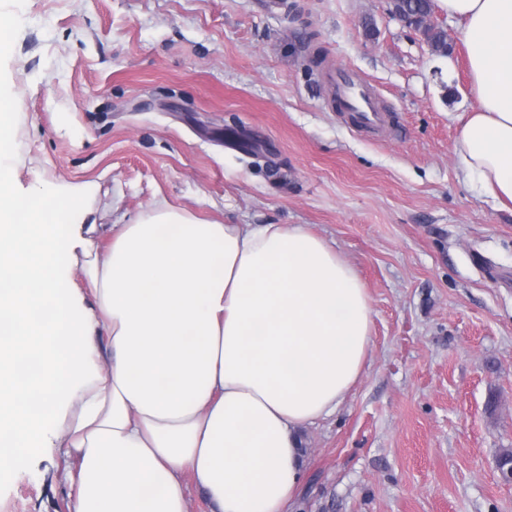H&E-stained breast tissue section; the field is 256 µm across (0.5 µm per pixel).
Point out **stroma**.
<instances>
[{"mask_svg":"<svg viewBox=\"0 0 512 512\" xmlns=\"http://www.w3.org/2000/svg\"><path fill=\"white\" fill-rule=\"evenodd\" d=\"M13 202L94 182L86 224L157 200L224 224H303L358 270L369 364L303 432L293 512H512V211L465 183L473 105L457 20L440 53L388 0H0ZM380 91V139L337 111L336 66ZM61 449L0 478V512H69Z\"/></svg>","mask_w":512,"mask_h":512,"instance_id":"35a3bbf8","label":"stroma"}]
</instances>
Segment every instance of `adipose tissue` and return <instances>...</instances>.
Masks as SVG:
<instances>
[{
    "label": "adipose tissue",
    "mask_w": 512,
    "mask_h": 512,
    "mask_svg": "<svg viewBox=\"0 0 512 512\" xmlns=\"http://www.w3.org/2000/svg\"><path fill=\"white\" fill-rule=\"evenodd\" d=\"M460 24L471 111L464 178L512 208V0H441ZM15 164L0 122V475L63 449L72 512H289L301 432L361 381L373 310L357 269L300 224H222L166 201L99 250L84 196L5 207ZM80 268L95 300L69 285ZM106 345L91 341L96 330Z\"/></svg>",
    "instance_id": "adipose-tissue-1"
}]
</instances>
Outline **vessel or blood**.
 <instances>
[{"label": "vessel or blood", "mask_w": 512, "mask_h": 512, "mask_svg": "<svg viewBox=\"0 0 512 512\" xmlns=\"http://www.w3.org/2000/svg\"><path fill=\"white\" fill-rule=\"evenodd\" d=\"M332 92L345 110L360 126L384 131L390 116L376 91L367 83L356 80L345 68H336L331 78Z\"/></svg>", "instance_id": "b4317fda"}]
</instances>
